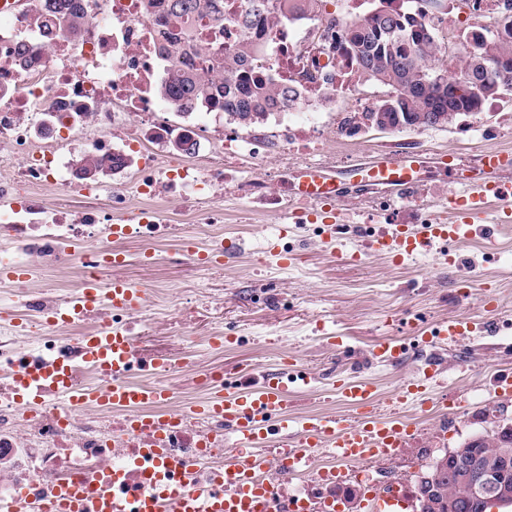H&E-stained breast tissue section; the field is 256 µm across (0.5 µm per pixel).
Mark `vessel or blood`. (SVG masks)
<instances>
[{
	"label": "vessel or blood",
	"instance_id": "b4317fda",
	"mask_svg": "<svg viewBox=\"0 0 512 512\" xmlns=\"http://www.w3.org/2000/svg\"><path fill=\"white\" fill-rule=\"evenodd\" d=\"M422 168V161L416 157L386 152L369 165L357 167L356 172L363 187L384 186L405 197L416 191ZM454 179L460 187L454 207L456 220L394 224L368 239L366 250L395 260L411 258L422 249L441 247L467 234L491 205L495 206L499 221L512 220V157L496 149L485 150L472 172L457 173ZM290 186L301 199L328 202V209L318 212L315 219L325 229V243L335 245L342 192L330 170L301 167L294 172ZM103 299L113 309L133 314L144 307L146 292L129 282L116 281L106 288L91 282L81 295L85 306ZM478 330L486 333L490 327L451 321L439 329L438 335L455 340ZM82 351L90 361L111 370L112 385L106 389L75 386L67 365L56 362L45 368L43 376L65 399L81 405H112L126 411L127 423L135 429H166V422L150 416L149 410L167 399V388L136 384L128 377L133 361L131 328L116 327L108 336L84 337ZM443 376L440 365H429L417 380L400 389V404L426 399L432 385ZM289 382L287 371L265 373L251 390L219 393L196 408L195 413L201 418L223 420L224 443L236 450L224 462L223 489L181 477L180 463L162 440H155L153 447L142 448V456L153 462L158 477L166 478L167 484L163 495H146L138 512H309L310 505L303 499L281 504L271 481L263 477V470L274 467L289 477L304 473L314 448L328 449L337 459L351 463L391 458L417 434L415 424L373 412L372 386L364 380L343 382L336 387L342 400L355 409L352 419L333 414L290 419ZM87 500L85 490L64 486L57 489L53 504L60 512H85ZM409 503L405 489L388 488L369 497L367 506L370 512H406Z\"/></svg>",
	"mask_w": 512,
	"mask_h": 512
}]
</instances>
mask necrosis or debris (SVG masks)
Here are the masks:
<instances>
[{
  "instance_id": "4bbe7bcc",
  "label": "necrosis or debris",
  "mask_w": 512,
  "mask_h": 512,
  "mask_svg": "<svg viewBox=\"0 0 512 512\" xmlns=\"http://www.w3.org/2000/svg\"><path fill=\"white\" fill-rule=\"evenodd\" d=\"M341 2L335 13L289 16L270 0L249 28L250 0H224L220 20L169 17L149 0H68L86 19L74 32L58 24L53 0H17L0 11V267L29 271L14 283L11 312L0 315V501L54 512L52 490L77 486L117 495L132 512L151 487V466L139 456L148 433L129 431L103 406L67 403L39 379L45 364L62 358L75 382L112 383L84 358L81 339L111 334L124 319L107 302L85 309L76 297L88 280L118 278L127 240L113 236V225L135 217L140 254L150 259L177 225L201 236L200 250L223 244L218 198L248 201L284 224L294 211L316 207L289 196L288 160L330 158L335 130L284 119L243 134L225 127L219 105L211 123L166 120L180 110L156 94L172 69L168 42H183L186 62L204 74L213 57L245 54L268 88H295L290 111L316 115L334 102L360 114L372 103L336 39L350 21L417 14L462 56L467 38L487 35L512 12V0H481L469 10L460 0ZM177 139L193 142L192 160L165 158ZM90 151L123 159L111 181L77 178L73 160ZM52 186L59 189L53 197ZM23 392L37 394L35 409L18 410ZM160 414L172 423L167 439L179 458L194 460L211 445L200 473L223 483V446L210 441L223 424L198 423L184 408Z\"/></svg>"
}]
</instances>
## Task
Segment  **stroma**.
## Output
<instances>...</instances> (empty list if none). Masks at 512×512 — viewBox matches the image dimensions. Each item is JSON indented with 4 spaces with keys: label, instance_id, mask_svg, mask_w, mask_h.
<instances>
[{
    "label": "stroma",
    "instance_id": "obj_1",
    "mask_svg": "<svg viewBox=\"0 0 512 512\" xmlns=\"http://www.w3.org/2000/svg\"><path fill=\"white\" fill-rule=\"evenodd\" d=\"M429 143L421 158L427 163L417 196L429 203L433 217L452 214L445 199L452 182L435 160L450 154L456 165L469 167L481 151L512 144V127L503 113L484 110L457 116L442 127L400 132L363 129L337 137V180H354V165L373 160L391 145ZM353 219L343 225L341 242L358 246L379 227L399 223L409 212L399 196L345 200ZM249 203H225L224 264L198 271L172 260L175 242L157 249L158 259L144 263L136 246L121 273L137 286L159 284L174 305L159 315L149 335L141 339L144 360L185 356L224 369V390L251 386L258 371L293 370L311 376L309 386L295 387L288 414L302 417L323 413L348 414L333 388L342 378L374 382V407L383 413L407 416L419 428L416 439L393 460H375L344 467L340 481L319 478L321 468L333 466L325 449L311 451L310 470L302 478L280 481L284 494L310 505L327 501L338 512H363L360 498L349 500L347 489H383L389 483L413 486L417 473L430 469L438 457L477 437H491L498 425L512 424V398L497 397L492 383L512 375V222L479 224L474 235L450 242L447 249H430L396 263L378 254L347 261L333 255L318 225L294 228L279 224L276 215L248 217ZM278 239L294 262L280 267L265 248ZM451 319L488 323L492 335H472L458 342L443 341L435 330ZM190 330L191 336L178 334ZM223 330L228 341L212 351L208 340ZM402 347L399 363L375 360L379 342ZM437 361L446 376L435 387L446 405L405 407L396 391L416 377L428 361Z\"/></svg>",
    "mask_w": 512,
    "mask_h": 512
}]
</instances>
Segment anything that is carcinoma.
<instances>
[{
	"label": "carcinoma",
	"mask_w": 512,
	"mask_h": 512,
	"mask_svg": "<svg viewBox=\"0 0 512 512\" xmlns=\"http://www.w3.org/2000/svg\"><path fill=\"white\" fill-rule=\"evenodd\" d=\"M164 9L176 16H224V0H163ZM326 0H281L284 13L319 14ZM346 46L353 64L365 83L383 85L391 90L389 106L381 112H367L364 120L379 130L400 131L411 127L445 125L461 114L476 115L485 103L504 93H512L494 72L503 61L512 66V35L505 38L475 37L464 63L451 69L440 62L435 35L430 27L411 14L376 13L351 24ZM244 55H226L216 70L224 72V83L204 80L179 67L161 86L162 96L179 103L182 109L210 101L231 109L238 125L249 127L292 100L291 88L271 91L261 78L243 67ZM457 74H474L479 84H460L448 93V81ZM114 161L90 152L79 169L101 175ZM474 451L496 458L504 448L512 449V431H497L495 437L472 445ZM438 493L427 512H448V502L458 504L455 512H488V506L470 491L465 480L448 482V470L435 463Z\"/></svg>",
	"instance_id": "obj_1"
}]
</instances>
